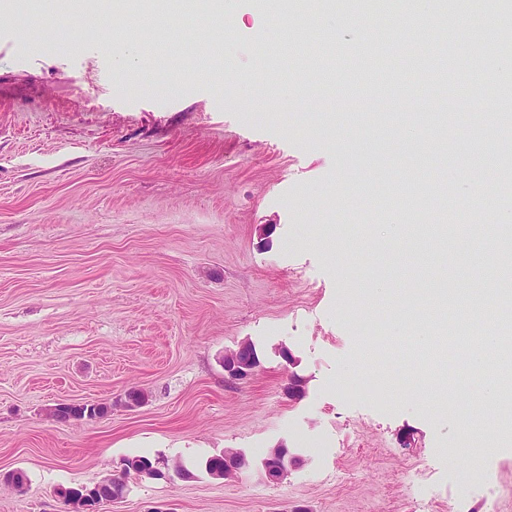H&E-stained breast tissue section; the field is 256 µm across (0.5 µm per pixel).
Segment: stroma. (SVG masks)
Segmentation results:
<instances>
[{"label": "stroma", "mask_w": 512, "mask_h": 512, "mask_svg": "<svg viewBox=\"0 0 512 512\" xmlns=\"http://www.w3.org/2000/svg\"><path fill=\"white\" fill-rule=\"evenodd\" d=\"M288 2L290 29L276 0H229L223 30L0 0V473L28 477L0 483V512H66L59 489L139 454L191 475L128 476L100 512H458L452 463L478 474L471 512H512V415L441 345L455 307L425 291L479 297L512 337V187L486 154L512 156V123L493 100L477 128L420 119L470 106L460 29L430 44L391 9ZM417 59L445 79L400 88ZM410 224L430 228L415 247ZM243 341L261 365L232 381ZM59 402L111 410L61 423ZM471 419L484 442L449 460ZM280 444L297 463L275 484ZM227 448L250 461L235 482L201 467ZM254 345L251 342L243 341L235 348L224 351L223 365L224 372L228 379L233 381H244L250 378L260 365V358L253 355ZM267 465L264 466L265 477L268 481L278 483L288 474V467L295 462L294 457H289L288 448L284 445H278L271 448L266 459Z\"/></svg>", "instance_id": "obj_1"}]
</instances>
